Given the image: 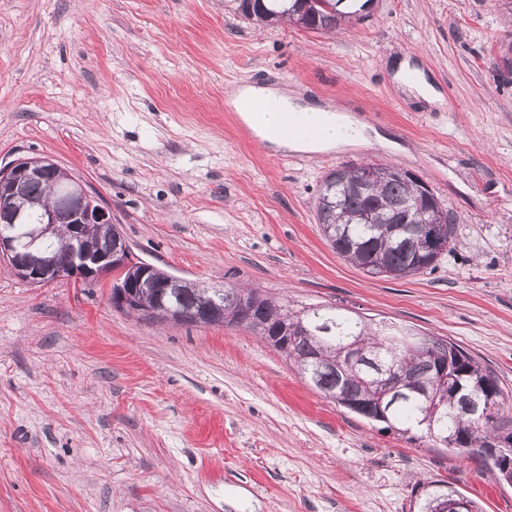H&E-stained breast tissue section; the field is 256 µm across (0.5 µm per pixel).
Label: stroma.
Returning <instances> with one entry per match:
<instances>
[{
	"label": "stroma",
	"instance_id": "1",
	"mask_svg": "<svg viewBox=\"0 0 512 512\" xmlns=\"http://www.w3.org/2000/svg\"><path fill=\"white\" fill-rule=\"evenodd\" d=\"M512 0H372L334 33L237 0H0V166L79 177L139 260L207 288L333 305L459 344L512 429ZM409 60L441 93L400 83ZM350 109L390 139L276 153L226 112L237 84ZM390 162L454 220L434 271L370 276L316 219L325 175ZM111 280L32 285L0 259V512H410L439 480L512 512L481 456L336 407L234 326L115 311Z\"/></svg>",
	"mask_w": 512,
	"mask_h": 512
}]
</instances>
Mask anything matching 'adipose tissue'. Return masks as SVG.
<instances>
[{
	"label": "adipose tissue",
	"mask_w": 512,
	"mask_h": 512,
	"mask_svg": "<svg viewBox=\"0 0 512 512\" xmlns=\"http://www.w3.org/2000/svg\"><path fill=\"white\" fill-rule=\"evenodd\" d=\"M234 99H263L269 101L267 111L245 114L246 123L270 145L291 151L344 150L368 145L367 125L357 121L345 109L331 104H314L304 101L288 89L244 84L230 92ZM318 121L321 133L315 138L288 135L289 124H310Z\"/></svg>",
	"instance_id": "ef3b65f1"
}]
</instances>
